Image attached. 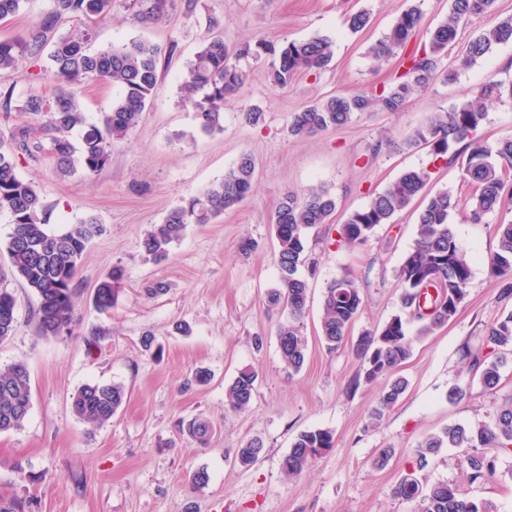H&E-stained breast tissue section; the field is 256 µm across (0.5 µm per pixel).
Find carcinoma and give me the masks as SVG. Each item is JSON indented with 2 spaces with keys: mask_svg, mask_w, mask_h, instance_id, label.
<instances>
[{
  "mask_svg": "<svg viewBox=\"0 0 512 512\" xmlns=\"http://www.w3.org/2000/svg\"><path fill=\"white\" fill-rule=\"evenodd\" d=\"M54 11L36 25L24 38L0 40V72L15 69L19 58L37 57L57 25L71 18L97 20L112 11V0H54ZM166 0H139L134 18L140 22L156 21L163 15ZM495 0H450L448 18L430 33L429 42L419 50L408 51L422 21L420 4L415 2L402 11L388 32L370 52L377 61L405 54V70L393 83L370 93L332 96L309 105L290 116L288 130L294 137L314 135L329 128L351 122L357 112L399 111L410 96L435 80L451 83L455 70L443 66L448 49L456 42L459 27L471 17L494 12ZM90 33L62 35L54 41L49 54L51 72L57 88L51 97L35 88L17 101L13 92H0V109L30 115H51L50 146L44 145L36 132L38 127L26 124L12 135L14 147L0 144V211H6L14 224L7 243L11 271L37 300L33 311L39 334L58 336L73 334L77 325L75 281L77 269L87 244L100 232L96 217L88 216L67 231L54 234L47 230L46 207L34 185L19 177L15 152L29 155L48 150L56 166L70 169L76 165L89 173L103 169L110 161L112 145L128 135L142 120L156 86L162 54H172L175 44L167 49L132 41L90 51ZM512 44V16L501 18L493 26L473 36L467 44L461 65L467 66L498 45ZM270 52L275 56L270 77L279 87L291 84L302 73L325 69L333 56L331 38L319 35L303 40L287 41L275 46L264 39L229 48L221 35L211 36L191 60L183 83L185 98L193 104L200 133L210 135L224 129V100L242 86L246 73L240 61ZM86 78L102 79L120 90V97L104 113L99 125L88 124L82 99L74 85ZM512 97V82H489L474 99H467L433 113L426 124L416 129L400 144L401 149L418 145L430 147L431 154L443 161L454 146L464 142L468 155L463 167L464 182L473 189L469 199V218L478 223L499 208L512 171V135L501 137L488 147L473 133L486 119L485 102ZM82 128L79 148H74L68 134ZM256 165L244 153L224 173L183 204L171 209L142 240L144 252L158 260L166 257L190 224H207L216 216L236 208L252 191ZM431 179L426 168L404 171L363 209L351 213L340 225L338 242L353 246L369 240L373 231L390 223L394 215L418 197ZM460 201L446 190L424 198L419 213L414 245L405 255L398 272L401 285V313L381 328L361 334L356 353L361 365L354 384H371L385 380L371 423H379L405 393L407 382L394 376L395 370L412 355L415 343L447 326L466 298L472 276L471 261L462 250L451 216ZM336 211V199L324 186H312L299 193L290 191L279 202L273 217L277 242L275 263L280 272L281 287L269 295V304L288 310V320L277 327L278 350L288 370L299 371L308 355V339L300 328L309 298L308 280L298 275L304 264L308 231L327 224ZM497 250L488 257V267L496 277L512 276V223L497 227ZM123 279V270L115 267L107 280L94 292V303L101 311L115 305ZM425 303H419L421 290ZM363 304L357 279L344 272L327 285L322 296L319 338L327 349L343 345ZM17 298L0 289V343L14 330ZM418 322L415 335L406 332V324ZM487 343L500 350V356L489 359L467 353V370L479 375L484 390H495L501 380L504 354L512 352V313L494 323L487 332ZM255 374L245 369L228 385L226 399L235 411L249 407L255 392ZM127 390L120 382L88 383L72 396V409L83 422L103 426L121 408ZM31 409L30 374L25 364L0 367V432L21 428ZM182 433L205 445L214 433L213 423L198 416L182 425ZM333 447L328 430L305 431L297 436L283 457V471L299 477L322 451ZM474 448L465 459L464 482L480 484L495 474L498 451H512V400L501 405L490 422L477 426L450 425L427 436L416 449L418 470L426 468L443 448ZM264 451L258 439L238 450L237 460L243 467L255 464ZM394 494L404 500L417 501L420 512H498L495 502L474 500L456 483H429L410 474L396 486ZM0 512H29L27 502L17 496L0 495Z\"/></svg>",
  "mask_w": 512,
  "mask_h": 512,
  "instance_id": "carcinoma-1",
  "label": "carcinoma"
}]
</instances>
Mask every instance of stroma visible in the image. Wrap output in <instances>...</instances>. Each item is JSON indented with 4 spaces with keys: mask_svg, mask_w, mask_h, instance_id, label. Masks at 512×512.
<instances>
[{
    "mask_svg": "<svg viewBox=\"0 0 512 512\" xmlns=\"http://www.w3.org/2000/svg\"><path fill=\"white\" fill-rule=\"evenodd\" d=\"M408 0H167L160 20L138 23L133 0H114L112 12L92 25L89 46L99 50L134 40L177 48L159 64L154 97L141 122L112 148L99 172L62 171L46 154L16 157L19 176L32 182L48 210V228L62 232L96 216L101 231L78 266L73 335L43 337L33 317L35 299L13 277L5 245L13 231L8 212H0V288L18 299L10 338L0 343V367L24 361L31 375L32 406L21 429L0 433V494H16L30 512H416L398 498L401 479L420 472L428 482L462 479L467 455L445 448L426 469L416 467L419 441L443 427L486 421L512 397V356L501 369L495 391L482 388L477 375L463 369L464 351L485 352L489 325L512 313V295L502 279L489 274L485 258L497 248V227L512 222V199L482 222L466 211L453 216L455 232L472 265L467 296L456 316L433 335L416 342L399 369L408 389L378 425H371L380 387L352 388L360 361L351 344L328 351L318 340L322 294L343 271L358 280L361 313L352 339L382 327L397 314L398 269L414 244L420 203L377 227L368 242L336 245L335 225L365 207L403 171L432 166L428 192L446 190L468 201L471 188L461 167L467 152L452 161H433L429 147L398 149L397 144L424 124L428 115L476 96L492 81L512 80V45L493 47L475 63L459 67L468 40L497 19L512 15V0H496V11L471 18L459 30L447 62L457 68L455 83L435 82L413 95L397 112H359L351 122L305 138L288 133L293 112L319 99L351 96L389 84L401 73L399 58L373 64L370 48L388 31ZM54 0H25L21 10L0 20V39H16L51 14ZM367 10L371 22L351 32L348 15ZM218 23L228 45L263 37L281 44L326 35L334 42L329 67L301 74L288 85L270 79L272 56L249 59L246 80L224 103L223 131L204 135L194 112L182 100L187 64L201 48L211 23ZM263 111V120L244 124L241 111ZM256 160L253 193L236 209L207 224L190 225L167 259L156 261L141 241L175 206L223 178L242 153ZM322 185L336 197L332 222L310 230L306 263L310 299L302 330L307 360L291 373L278 351L276 327L285 312L267 300L279 287L272 219L285 193ZM254 247L245 252L243 241ZM124 271L116 305L99 311L95 288L113 267ZM161 282L167 291L148 295ZM155 339L151 351L143 333ZM207 384H196L197 369ZM257 375L247 411L232 410L227 386L243 369ZM119 382L126 403L101 427L76 418L74 392L87 383ZM468 385L464 398L449 402V389ZM213 421L216 433L199 447L180 431L197 415ZM332 432L333 448L317 456L302 476L281 469L298 434ZM261 439L265 452L251 467L236 460L238 448ZM383 448L395 454L385 468L372 462ZM22 460L29 480L11 470ZM209 481L196 487L194 473ZM470 497L494 501L512 512V452L499 455L494 476L473 486Z\"/></svg>",
    "mask_w": 512,
    "mask_h": 512,
    "instance_id": "1",
    "label": "stroma"
}]
</instances>
